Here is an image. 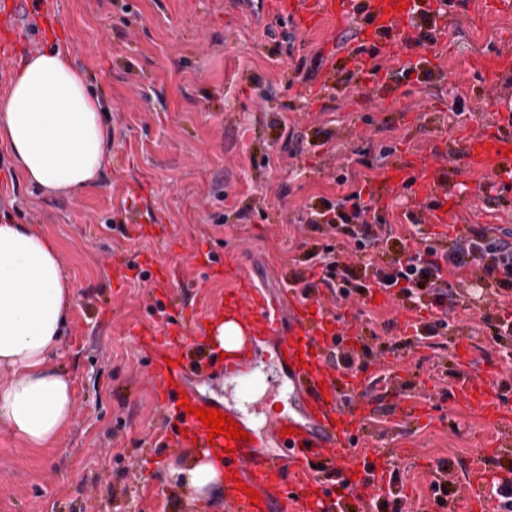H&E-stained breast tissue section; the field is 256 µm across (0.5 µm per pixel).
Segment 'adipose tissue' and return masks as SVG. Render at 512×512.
Returning <instances> with one entry per match:
<instances>
[{
  "label": "adipose tissue",
  "instance_id": "1",
  "mask_svg": "<svg viewBox=\"0 0 512 512\" xmlns=\"http://www.w3.org/2000/svg\"><path fill=\"white\" fill-rule=\"evenodd\" d=\"M107 140L99 103L66 51L25 59L0 99V143L28 182L61 194L94 185ZM72 296L55 242L0 223V427L28 448L54 443L73 412L70 379L48 365ZM180 475L186 490L204 497L223 481L224 463L201 454Z\"/></svg>",
  "mask_w": 512,
  "mask_h": 512
}]
</instances>
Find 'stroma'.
<instances>
[{
  "mask_svg": "<svg viewBox=\"0 0 512 512\" xmlns=\"http://www.w3.org/2000/svg\"><path fill=\"white\" fill-rule=\"evenodd\" d=\"M35 46L20 48L10 73L36 51L67 46L102 107L109 159L97 184L51 196L27 182L0 145V219L26 224L54 240L74 285L67 325L49 360L73 388L74 412L59 441L27 448L0 430V512H229L223 487L204 498L179 489L177 471L195 449L164 440L148 359L134 334L145 323L164 332L177 302L187 312L218 306L234 283L213 264L235 263L266 295L283 283H315L308 251L335 243L334 231L306 224L310 209L360 189L370 191L382 168L380 144L400 158L408 148L452 141L461 124L456 97L475 104L490 92L512 97V86L483 84L465 57L506 47L512 14L469 20L460 0L440 44L419 47L432 66L379 104L366 87L347 83L337 56L329 82L305 95L298 64L322 70L335 34L275 32L250 19L237 0H33ZM357 163L346 164L348 155ZM412 192L385 196L377 213L411 247L436 234L411 226L404 212ZM471 225L512 227V195L475 202L458 198ZM169 272V284L130 277L127 263ZM350 319L379 351L431 324L428 305L360 300ZM512 313V301L472 297L470 309L444 332L442 347L404 349L391 358L404 370L405 390L428 391L432 420L396 425L378 411L358 442L361 452L390 449L407 490V512H443L429 484L436 460L449 464L452 500L468 496L467 468L501 430L454 405L449 382L464 370L465 351L491 360L500 396L512 412V367L486 355L482 314ZM262 451L279 453L264 427L287 417V395L251 403Z\"/></svg>",
  "mask_w": 512,
  "mask_h": 512,
  "instance_id": "stroma-1",
  "label": "stroma"
}]
</instances>
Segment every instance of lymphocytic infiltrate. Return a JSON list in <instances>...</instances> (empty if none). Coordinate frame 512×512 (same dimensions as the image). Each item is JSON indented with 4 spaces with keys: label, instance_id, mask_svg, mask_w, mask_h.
Returning <instances> with one entry per match:
<instances>
[{
    "label": "lymphocytic infiltrate",
    "instance_id": "1",
    "mask_svg": "<svg viewBox=\"0 0 512 512\" xmlns=\"http://www.w3.org/2000/svg\"><path fill=\"white\" fill-rule=\"evenodd\" d=\"M372 208L353 191L337 203H325L315 212L310 227L323 224L338 226L341 238L336 245L308 252L306 262L322 270L321 282L332 290L336 300L347 301L362 294L366 286L359 283L354 264L344 261V254L367 256L378 246L391 245L394 256L387 265L375 268L373 283L383 289H399L405 298L418 301L430 295L446 313L461 304L453 285L444 272L475 271L476 282L484 289L512 290V229L498 231L478 226L462 242L450 243L439 249L428 245L407 252L402 237L396 236L391 225L371 217Z\"/></svg>",
    "mask_w": 512,
    "mask_h": 512
}]
</instances>
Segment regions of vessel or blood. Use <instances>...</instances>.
<instances>
[{
  "mask_svg": "<svg viewBox=\"0 0 512 512\" xmlns=\"http://www.w3.org/2000/svg\"><path fill=\"white\" fill-rule=\"evenodd\" d=\"M253 14L262 23L292 25L298 31H311L324 25L351 31L347 58L357 83H381V65L408 71L412 59L407 45L424 39H438L448 24L452 7L448 0H400L394 9L391 0H252ZM29 0H0V59L14 60L18 47L30 41L33 32L25 17ZM431 24L419 29L417 19ZM512 68V52L483 53L472 71L482 81ZM449 158L461 159L459 176L482 175L477 191L495 195L512 190V109L496 106L487 123L463 127L448 147ZM409 185L416 203L432 202L428 221L447 225L460 221L458 210L450 208L449 197L456 184L446 165L434 152L417 149L395 161L382 180L384 190ZM224 318L241 324L245 341L272 342L281 366L288 376V393L294 408L287 418L270 422L268 431L277 437L282 455L260 453V437L241 442L234 453H227L225 436H210L202 420L185 411L186 406L216 409L217 404L190 391L187 380L197 368L186 360L187 343H201L207 335L209 316L188 321L170 317V331L157 335L147 326L137 330V342L149 357L150 377L164 403L176 409L177 439L194 442L197 448L221 454L226 475L224 495L236 512H315L320 503L312 489L328 483L345 482L349 474H362L353 485V494L371 498L381 489L379 472L388 460L385 450L356 453L354 447L374 415L375 401L365 394L377 390L397 419L421 420L428 416L425 394H407L386 385L388 368L374 363L354 373L337 367L331 358L341 345V329L347 315L326 309L321 299H306L287 290L282 299H266L252 279L240 277L235 293L223 306ZM453 401L472 409L485 420L501 427L512 421L501 416L498 374L492 367L474 368L457 380ZM489 471L479 467L467 475L475 500L483 512H512L499 496L490 494L486 481ZM260 494L259 501L247 496V489Z\"/></svg>",
  "mask_w": 512,
  "mask_h": 512,
  "instance_id": "obj_1",
  "label": "vessel or blood"
}]
</instances>
